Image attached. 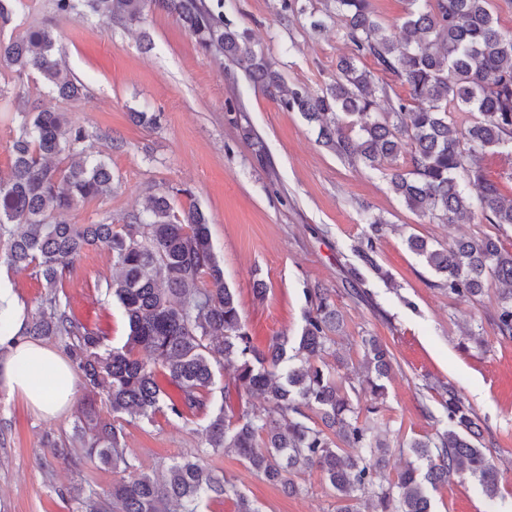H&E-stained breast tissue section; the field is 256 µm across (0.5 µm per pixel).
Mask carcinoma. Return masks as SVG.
<instances>
[{
	"mask_svg": "<svg viewBox=\"0 0 512 512\" xmlns=\"http://www.w3.org/2000/svg\"><path fill=\"white\" fill-rule=\"evenodd\" d=\"M399 31L379 21L370 0H330L353 55L336 63V79L317 93L287 88L247 29L224 20L222 0H52L59 19L85 10L126 27L141 23L159 6L194 36L205 53L224 56L262 86L278 105L318 126L323 144L351 162L389 172L394 194L430 224L477 217L480 224L512 227V201L487 178L488 150L512 151V31L499 27L493 0H405ZM369 57L407 86L403 98L358 66ZM0 67L15 74L18 90L36 74L62 99L85 95L72 80L58 49L56 27H30L0 38ZM468 112L462 125L455 113ZM90 134L60 112H18L9 170L0 172V265L30 268L42 282L39 310L27 315L24 335L62 348L84 384L106 393L108 415L83 411L74 423L63 459L80 471L99 462L129 472L112 484L109 497L93 486L59 492L76 512H200L203 503L238 498V512H261L218 478L197 454L174 460L161 474L127 457L125 430L162 412L182 419L206 418L204 447L232 451L250 472L299 490L294 476L315 469L336 493V512H431V494L453 472H466L490 501L498 496V471L475 442L479 419L458 391L441 386L442 416L431 437L412 439L414 460L396 478L377 466L389 445L372 433L370 415L386 396L392 354L375 337L363 339L362 387L345 386L326 358L336 356L343 320L327 288H308L310 307L288 354V337L266 348L252 342L234 292L211 241L209 219L195 204L178 209L172 198L192 192L171 188L146 200L120 229L102 220L70 224L61 215L112 187V168L87 153ZM408 158V164L399 163ZM479 189L471 197L466 187ZM369 233L357 250L376 268L372 254L381 220L368 219ZM407 247L440 277L448 297L473 300L492 282L501 285L492 317L495 332L512 338V250L490 235H471L437 248L411 234ZM90 248L112 255L105 295L122 308L128 324L121 346L82 323L60 296L74 260ZM162 367L177 390L168 397L156 377ZM232 369L234 387L267 397L271 407L245 405L229 416L212 402L220 369Z\"/></svg>",
	"mask_w": 512,
	"mask_h": 512,
	"instance_id": "carcinoma-1",
	"label": "carcinoma"
}]
</instances>
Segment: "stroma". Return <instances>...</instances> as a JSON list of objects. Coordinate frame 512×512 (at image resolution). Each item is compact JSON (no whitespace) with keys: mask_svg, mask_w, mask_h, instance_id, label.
I'll return each mask as SVG.
<instances>
[{"mask_svg":"<svg viewBox=\"0 0 512 512\" xmlns=\"http://www.w3.org/2000/svg\"><path fill=\"white\" fill-rule=\"evenodd\" d=\"M299 4L291 12L282 0H224V18L250 30L287 86L317 91L334 80L337 59L352 47L335 22L325 20L324 0ZM60 27L69 72L87 94L65 101L33 83L19 101L11 73L0 70V169L10 163L7 146L18 108H50L86 128L94 151L112 166L111 192L67 212L69 223L106 218L118 225L155 189L190 188L191 197H177L176 204L196 202L209 216L224 281L255 344L298 336L308 308L305 286L330 289L345 325L337 375L358 382L367 336L385 343L397 363L383 409L370 418L378 434L392 442L432 435V417L441 411L436 388L447 384L461 391L485 427L483 446L499 474L494 506H487L473 478L453 473L433 494L434 512H512V339L495 335L490 323L498 289L489 286L476 301L449 298L405 242L412 233L444 245L486 233L508 247L512 228L426 223L401 204L385 171L324 147L299 113L279 107L228 61L202 52L164 11H148L141 26L129 29L95 15L70 17ZM144 106L163 112L160 127L130 121L129 110ZM369 215L387 224L375 260L390 279L368 270L356 287L345 269L360 263L356 248ZM113 272L108 250H87L60 295L80 321L120 346L128 325L104 289ZM258 279L267 285L261 297L253 291ZM467 327L482 330L483 345L465 339ZM74 422V412L48 420L0 391V512H71L72 501L58 489L88 481L100 492L111 489V468L74 470L49 447V440H70ZM202 423L199 416L156 414L153 422L127 428L128 455L144 467L165 468L196 447L194 430ZM203 460L233 478L262 512H336V496L319 471L299 474L302 491L289 497L251 473L235 453H209Z\"/></svg>","mask_w":512,"mask_h":512,"instance_id":"stroma-1","label":"stroma"}]
</instances>
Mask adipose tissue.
I'll return each mask as SVG.
<instances>
[{
	"mask_svg": "<svg viewBox=\"0 0 512 512\" xmlns=\"http://www.w3.org/2000/svg\"><path fill=\"white\" fill-rule=\"evenodd\" d=\"M27 313L11 289L0 287V322L10 335L0 336V391L27 403L47 419L66 412L77 395V373L53 349L22 341Z\"/></svg>",
	"mask_w": 512,
	"mask_h": 512,
	"instance_id": "adipose-tissue-1",
	"label": "adipose tissue"
}]
</instances>
